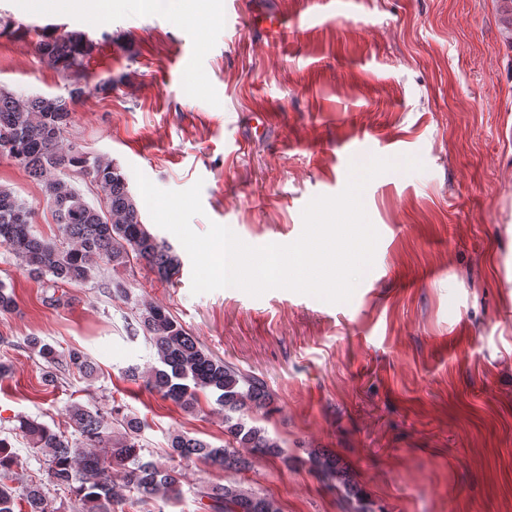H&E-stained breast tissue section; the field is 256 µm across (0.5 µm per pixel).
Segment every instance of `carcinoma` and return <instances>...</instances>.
I'll return each mask as SVG.
<instances>
[{
  "instance_id": "obj_1",
  "label": "carcinoma",
  "mask_w": 512,
  "mask_h": 512,
  "mask_svg": "<svg viewBox=\"0 0 512 512\" xmlns=\"http://www.w3.org/2000/svg\"><path fill=\"white\" fill-rule=\"evenodd\" d=\"M36 49L48 65L69 72L83 67L94 43L83 33L57 35L45 30ZM85 94V87L78 84L66 97H25L0 89V159L22 166L42 185L60 231L56 238L37 237L32 231V208L13 190L0 186V246L29 275L47 278L46 287L53 290L51 303L61 302L66 297L64 287L87 282L102 265L117 269L143 262L163 279L180 265L172 247L143 224L120 168L107 157L91 160L65 142L71 105ZM68 170L91 177L103 193L101 206L84 200L66 179ZM16 308L14 290L0 282V314ZM139 326L156 349L158 365L143 372L131 367L128 378L144 379L147 388L185 411L195 410L200 397L208 394L224 410L223 446L178 432L169 440L170 458L186 464L204 460L237 471L249 469L248 454L288 461L276 439L248 422L250 411L271 404L262 379L214 356L161 307L145 306ZM28 348L50 364L42 377L46 387H58L65 371L83 376L95 371L91 358L79 348L60 352L38 337L28 340ZM65 416L63 430L24 416L17 418L14 430L42 456L47 483L70 496L82 512H125L127 506L136 512H163L158 503L180 497L181 473L144 459L141 421L122 414L118 406L107 411L79 401L69 404ZM311 461L355 499L357 512H372L363 489L339 467L336 456L318 450ZM15 464L12 444L0 438V512H58L45 490L47 483L31 482L15 495L8 485ZM116 466L123 470L120 484L112 478ZM197 496L208 500L206 512H279L272 500L237 482L206 485Z\"/></svg>"
}]
</instances>
